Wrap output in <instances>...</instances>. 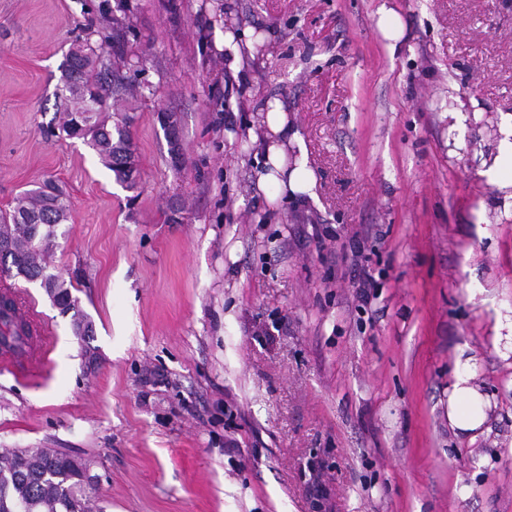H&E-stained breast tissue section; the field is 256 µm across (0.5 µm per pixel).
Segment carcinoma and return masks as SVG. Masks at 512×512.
<instances>
[{
	"instance_id": "carcinoma-1",
	"label": "carcinoma",
	"mask_w": 512,
	"mask_h": 512,
	"mask_svg": "<svg viewBox=\"0 0 512 512\" xmlns=\"http://www.w3.org/2000/svg\"><path fill=\"white\" fill-rule=\"evenodd\" d=\"M84 35L63 54L61 78L55 96L63 117L52 132L57 138L79 139L89 146L115 181L129 191L139 187L138 164L131 134L134 117L124 115L109 126L100 120L109 99L131 90L130 78L112 63L108 41L119 43L129 29L112 28V39L92 40V23L80 25ZM70 202L51 182L26 191L10 211L0 212V241L12 250L0 256V276L21 278L51 289V299L63 314H71L74 335L87 343L94 335L92 322L79 307L71 286L55 273L45 258L69 223ZM0 346L22 354L28 345L29 327L12 319L15 302L0 298ZM69 454L50 449L9 450L0 454V512H90L86 488Z\"/></svg>"
}]
</instances>
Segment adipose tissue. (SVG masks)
I'll return each mask as SVG.
<instances>
[{
	"instance_id": "obj_1",
	"label": "adipose tissue",
	"mask_w": 512,
	"mask_h": 512,
	"mask_svg": "<svg viewBox=\"0 0 512 512\" xmlns=\"http://www.w3.org/2000/svg\"><path fill=\"white\" fill-rule=\"evenodd\" d=\"M288 113L275 98L262 99L257 113L246 127L249 142L258 149L262 159L259 185H270L280 195L293 196L312 192L313 173L306 164L290 168L286 165L288 150ZM481 394L468 376H457L448 391V426L457 435L476 438L482 432L487 414L480 406Z\"/></svg>"
}]
</instances>
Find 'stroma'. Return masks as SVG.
Masks as SVG:
<instances>
[{
  "instance_id": "obj_1",
  "label": "stroma",
  "mask_w": 512,
  "mask_h": 512,
  "mask_svg": "<svg viewBox=\"0 0 512 512\" xmlns=\"http://www.w3.org/2000/svg\"><path fill=\"white\" fill-rule=\"evenodd\" d=\"M219 5L265 44L246 81L209 40ZM89 17L130 27L113 59L150 88L105 112L136 115L133 192L49 134ZM262 96L314 197L258 187ZM511 126L512 0H0V210L66 193L48 259L96 356L13 280L50 344L37 376L0 369V450L89 461L91 512H512ZM461 360L491 405L474 440L448 427Z\"/></svg>"
}]
</instances>
